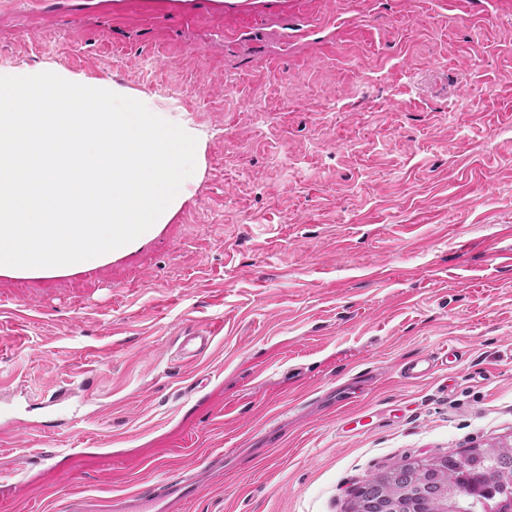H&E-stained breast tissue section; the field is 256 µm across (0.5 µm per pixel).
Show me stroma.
I'll list each match as a JSON object with an SVG mask.
<instances>
[{
	"label": "stroma",
	"mask_w": 512,
	"mask_h": 512,
	"mask_svg": "<svg viewBox=\"0 0 512 512\" xmlns=\"http://www.w3.org/2000/svg\"><path fill=\"white\" fill-rule=\"evenodd\" d=\"M224 2L0 0V73L55 65L200 134L131 252L0 277V423H42L0 441V482L32 488L14 512L219 453L184 512H348L369 475L512 443V0ZM191 330L214 340L186 365ZM84 380L88 418L39 410ZM48 447L78 457L28 471ZM439 357L435 356H420L415 359L405 363L401 368V374L404 378L407 379H421L425 378L431 374L432 369L434 367V363L439 361ZM457 359L456 352L453 349L448 350L441 357V363L448 361L449 363L454 362Z\"/></svg>",
	"instance_id": "obj_1"
}]
</instances>
